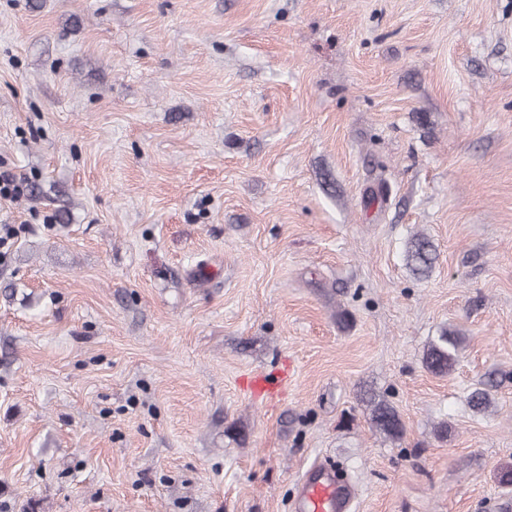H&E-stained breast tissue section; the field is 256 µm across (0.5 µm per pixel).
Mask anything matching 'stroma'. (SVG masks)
Instances as JSON below:
<instances>
[{"mask_svg": "<svg viewBox=\"0 0 512 512\" xmlns=\"http://www.w3.org/2000/svg\"><path fill=\"white\" fill-rule=\"evenodd\" d=\"M0 172V512H512V0H0ZM435 251L432 242L425 236L416 235L407 251V264L414 275H426L433 267ZM461 340L458 334L449 332L447 328L441 329L438 335L428 342L424 351V368L434 376H448L457 361ZM285 385L284 376H278L277 380H271L264 374L256 375L251 381V390L258 395H265L270 401H274L281 395ZM371 422L376 430L392 439H399L405 433V424L396 410L385 402L371 406ZM354 494L349 486L336 481L328 464L312 466L305 474L299 490V512H350Z\"/></svg>", "mask_w": 512, "mask_h": 512, "instance_id": "1", "label": "stroma"}]
</instances>
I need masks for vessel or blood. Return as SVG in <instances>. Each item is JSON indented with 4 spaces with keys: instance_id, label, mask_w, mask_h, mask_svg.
Wrapping results in <instances>:
<instances>
[{
    "instance_id": "b4317fda",
    "label": "vessel or blood",
    "mask_w": 512,
    "mask_h": 512,
    "mask_svg": "<svg viewBox=\"0 0 512 512\" xmlns=\"http://www.w3.org/2000/svg\"><path fill=\"white\" fill-rule=\"evenodd\" d=\"M285 385L284 378L269 379L266 375H256L251 382L255 394L276 400ZM354 494L341 485L330 465L319 463L305 474L299 490L298 512H351Z\"/></svg>"
}]
</instances>
